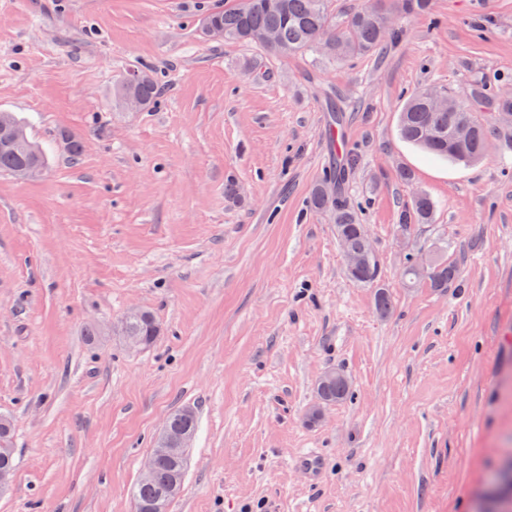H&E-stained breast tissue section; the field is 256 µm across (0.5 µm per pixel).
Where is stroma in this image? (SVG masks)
I'll list each match as a JSON object with an SVG mask.
<instances>
[{"label": "stroma", "instance_id": "1", "mask_svg": "<svg viewBox=\"0 0 512 512\" xmlns=\"http://www.w3.org/2000/svg\"><path fill=\"white\" fill-rule=\"evenodd\" d=\"M238 2L0 0V111L49 157L34 179L0 173V416L18 462L0 512H133L184 405L198 429L169 512H476L512 455V120L471 165L397 130L419 89L512 93V0H434L439 25L404 18L383 59L346 62L199 38ZM139 68L161 95L126 112L112 90ZM337 130L360 159L346 196L386 317L309 207ZM418 192L433 219L401 234ZM438 252L457 284L402 283L409 256ZM135 308L162 328L143 351L110 332ZM332 368L352 395L310 422ZM310 452L315 480L298 465Z\"/></svg>", "mask_w": 512, "mask_h": 512}]
</instances>
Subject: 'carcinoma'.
I'll use <instances>...</instances> for the list:
<instances>
[{
	"instance_id": "1",
	"label": "carcinoma",
	"mask_w": 512,
	"mask_h": 512,
	"mask_svg": "<svg viewBox=\"0 0 512 512\" xmlns=\"http://www.w3.org/2000/svg\"><path fill=\"white\" fill-rule=\"evenodd\" d=\"M433 0H376L367 7H354L345 12L340 20L333 21L328 10L327 0H241L236 8L215 11L205 15L198 32L209 39L205 27L217 24L224 29V39L245 45L256 46L268 55L286 58L314 50L322 56L345 61L355 56L378 54L396 46L406 37L407 31L399 24L403 16L429 15ZM263 31L274 33L275 39L263 41L257 34ZM161 94L160 87L147 70L134 72V79L124 80L113 90L114 98L120 107H125L126 98L135 97L139 110H147L155 104ZM441 95L447 98L453 94L447 91L426 89L415 93L400 112L398 131L402 139L421 146L431 153L457 163L470 164L480 160L491 139V127L478 116L480 112L511 113L512 96H502L482 81L469 85L466 97L459 102L453 112L445 107H436L432 98ZM465 115L474 127L471 139L461 144L457 140L455 127L458 118ZM9 119L20 132L13 143L0 148V171L9 174L31 160L30 148L35 146L25 131L23 123L14 115ZM359 165V157L351 155L346 162L329 168L323 179L312 189L310 208L325 212L336 233L354 250L364 248L360 233L361 219L350 204L344 188L351 171ZM336 184V192L328 194L325 185ZM434 202L425 193H418L404 206L398 218L401 232L408 233L418 224L430 222L434 212ZM354 283L372 285L376 288L374 305L376 311L386 316L392 311V300L380 285V269L375 254L368 255L365 264L355 272H347ZM459 269L446 260H433L429 275L430 287L446 288L458 281ZM126 331L138 336L149 348L160 334V326L148 310H135L121 318ZM350 394V384L343 374L323 384L316 385L314 407L324 403L332 406L345 401ZM179 407L168 417L173 429H197V412L183 413ZM13 424L7 417H0V469L15 470V449L11 448ZM182 468V459L163 457L154 459L152 476L147 481H139L132 490V499L138 506H148L162 502V495Z\"/></svg>"
}]
</instances>
